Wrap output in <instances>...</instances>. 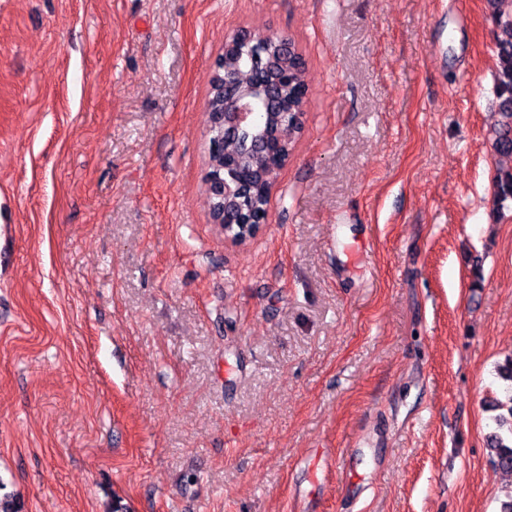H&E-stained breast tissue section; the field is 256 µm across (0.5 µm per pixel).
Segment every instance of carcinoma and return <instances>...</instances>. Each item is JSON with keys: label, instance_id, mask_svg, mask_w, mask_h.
I'll list each match as a JSON object with an SVG mask.
<instances>
[{"label": "carcinoma", "instance_id": "carcinoma-1", "mask_svg": "<svg viewBox=\"0 0 512 512\" xmlns=\"http://www.w3.org/2000/svg\"><path fill=\"white\" fill-rule=\"evenodd\" d=\"M489 16L495 26L494 52L496 56V94L497 112L500 121L489 133L491 146L497 154H512V0H487ZM224 72L240 86H247L257 78L256 63L251 48L240 50L228 48L222 54ZM281 64L288 70V82L283 84L279 98L272 108L274 112H305L307 99L304 92L308 89L306 68L303 58L292 52L284 56ZM207 111H224V81L209 80ZM255 125L266 129L267 133L279 139L286 150H291L302 125H274L270 122L269 112L263 110L256 115ZM251 133L242 131L234 140L224 143V153L208 156L206 174L216 172L224 165V156H234L242 165L248 167L255 176L268 172L275 159L256 154L250 149ZM512 201V168L498 169L494 174V203L497 206ZM268 204L264 186L253 182L249 190V201L245 213L255 219ZM497 430L487 436L490 461L496 467L512 472V409L509 417L496 419Z\"/></svg>", "mask_w": 512, "mask_h": 512}]
</instances>
